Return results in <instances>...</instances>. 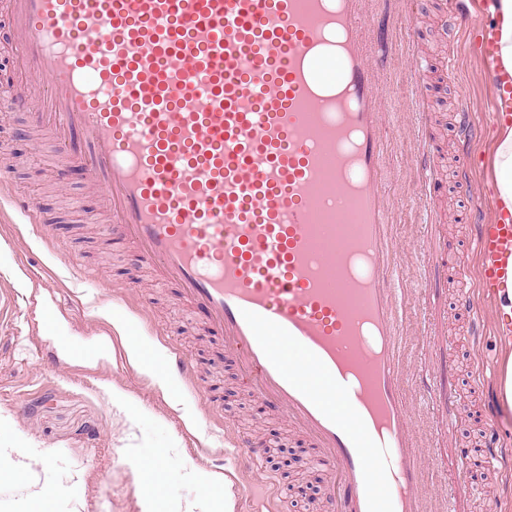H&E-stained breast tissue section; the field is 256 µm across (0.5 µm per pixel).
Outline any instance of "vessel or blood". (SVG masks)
Returning <instances> with one entry per match:
<instances>
[{
    "label": "vessel or blood",
    "mask_w": 512,
    "mask_h": 512,
    "mask_svg": "<svg viewBox=\"0 0 512 512\" xmlns=\"http://www.w3.org/2000/svg\"><path fill=\"white\" fill-rule=\"evenodd\" d=\"M17 110L79 169L117 241L177 283L235 358L239 382L276 405L333 467L334 512H464L456 479L438 510L433 475L455 414L423 404L439 382L413 357L411 311L442 319L448 259L433 244L436 159L423 129L418 0H9ZM396 18H377V4ZM454 128L469 180L479 131ZM410 141L391 166L392 130ZM423 232L411 273L384 173ZM473 222L484 294L504 291L512 224ZM242 472L264 448L229 434Z\"/></svg>",
    "instance_id": "1"
}]
</instances>
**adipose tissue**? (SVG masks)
<instances>
[{
    "label": "adipose tissue",
    "instance_id": "1",
    "mask_svg": "<svg viewBox=\"0 0 512 512\" xmlns=\"http://www.w3.org/2000/svg\"><path fill=\"white\" fill-rule=\"evenodd\" d=\"M489 19L496 62L482 72L483 81L495 92L500 106H512V84L503 73L512 74V0H491ZM490 169L497 191V207L503 223L512 222V116L503 125L490 149Z\"/></svg>",
    "mask_w": 512,
    "mask_h": 512
}]
</instances>
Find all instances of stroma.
I'll return each mask as SVG.
<instances>
[{
    "instance_id": "35a3bbf8",
    "label": "stroma",
    "mask_w": 512,
    "mask_h": 512,
    "mask_svg": "<svg viewBox=\"0 0 512 512\" xmlns=\"http://www.w3.org/2000/svg\"><path fill=\"white\" fill-rule=\"evenodd\" d=\"M420 11L421 49L442 59L448 51L442 28L460 26L461 20L449 14L447 0H421ZM479 53L478 36L469 35L459 58L460 77L470 86L468 105L480 120L494 92L479 75ZM15 55L7 0H0V145L6 146L11 164L8 192L0 197V293L17 296L0 326V421L9 425L0 432V448L16 449L36 462L28 480L0 478V512H27L62 471L67 490L53 501L52 512H143L138 463L153 465L152 477L162 488L154 512H186L189 503L203 498L202 483L211 474L237 472L236 451L224 440L228 428L248 431L267 448L262 466L277 480L284 512H307L310 502L324 512L334 474L327 465H309L315 450L307 437L250 398L223 340L209 334L203 316L180 300L178 285L153 286L137 249L104 236L80 173H70L68 187L57 184L51 144L36 146L24 113L11 106L23 80ZM424 78L437 88L429 134L443 167L436 209L450 265L449 284L441 294L442 331L419 337V347L425 354L454 350L448 383L437 398L462 407L447 450L461 454L478 489L471 512H482L488 498L498 500L502 512H512V463L490 473L483 439L485 430H494L512 450V411L486 413V393L473 378L475 359L502 363L491 322L495 310L477 298L464 307L456 285L459 266L475 264L476 250L468 194L455 178L454 90L442 68ZM16 191L38 198L42 223H31L13 206ZM74 258L88 278L72 273ZM29 260L45 265L40 279L25 274ZM474 310L490 322L473 343L467 331ZM119 321L146 346L173 344L190 354L196 385L174 374L167 394L137 365L123 364L118 349L96 356L102 339L116 337ZM116 395L127 413L113 406ZM192 470L197 473L193 479L188 476Z\"/></svg>"
}]
</instances>
